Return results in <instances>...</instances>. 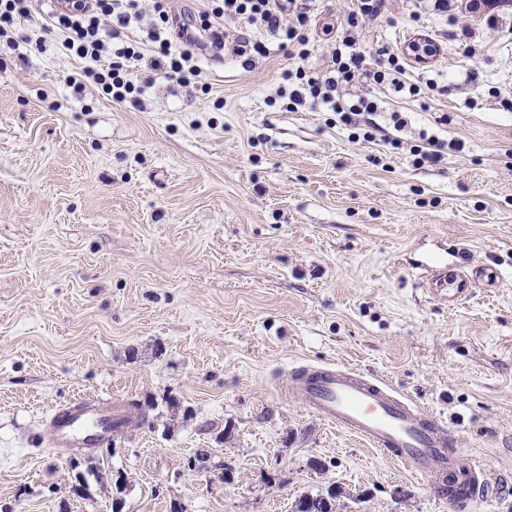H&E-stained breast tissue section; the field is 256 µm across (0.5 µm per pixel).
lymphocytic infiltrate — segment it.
<instances>
[{"label": "lymphocytic infiltrate", "instance_id": "obj_1", "mask_svg": "<svg viewBox=\"0 0 512 512\" xmlns=\"http://www.w3.org/2000/svg\"><path fill=\"white\" fill-rule=\"evenodd\" d=\"M385 0H348L346 24L337 36L336 47L325 70L306 75L304 70L283 71L288 101L296 106L307 99L319 100L336 112L340 122L363 127L365 141L382 140L398 149L405 121L391 113V127L375 119L377 101L359 94L358 87L368 80L388 85L400 94L418 95L420 87L407 82L402 57L383 49L375 61H368L356 46L355 30L360 19L379 16ZM307 0H204L203 7L189 23H174L169 0H152L151 13H144L141 0H63L60 7L43 11L33 0H0V39L12 49L30 47L47 50L54 40L62 52L83 59L85 65L68 86L81 96L86 86L94 85L113 101H138L142 87L133 76L140 61H148L151 71L169 79L189 82L200 77L196 48L212 56L224 54V21L234 18L245 25L265 30L277 40L288 56L306 59L310 54L311 32ZM33 28V35H20L21 27ZM135 27L142 40L123 38L124 29ZM150 43L151 57H144L142 43Z\"/></svg>", "mask_w": 512, "mask_h": 512}]
</instances>
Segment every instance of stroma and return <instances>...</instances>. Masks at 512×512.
Instances as JSON below:
<instances>
[{
	"label": "stroma",
	"mask_w": 512,
	"mask_h": 512,
	"mask_svg": "<svg viewBox=\"0 0 512 512\" xmlns=\"http://www.w3.org/2000/svg\"><path fill=\"white\" fill-rule=\"evenodd\" d=\"M346 7L316 0L305 61L204 55L208 92L160 77L138 105L73 98L84 62L56 48H0V512H112L119 472L122 512H292L331 488L336 512H512V39L490 23L512 6L388 0L365 20L367 57L426 34L439 51L407 76L451 84L365 83L408 120L398 150L276 101L284 69L325 67ZM422 129L462 151L416 166ZM302 364L353 366L440 416L487 493L440 498L282 395ZM88 398L150 407L95 474L38 441Z\"/></svg>",
	"instance_id": "stroma-1"
}]
</instances>
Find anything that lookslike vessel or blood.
Masks as SVG:
<instances>
[{
	"label": "vessel or blood",
	"instance_id": "b4317fda",
	"mask_svg": "<svg viewBox=\"0 0 512 512\" xmlns=\"http://www.w3.org/2000/svg\"><path fill=\"white\" fill-rule=\"evenodd\" d=\"M289 390L332 425L373 449L409 462L414 474L440 490L457 488L458 500H466L488 485L483 467L463 449H450L446 427L399 396L385 381L346 366H314L296 371ZM121 414L115 402L76 403L52 413L43 439L53 448H97L110 439L100 429V419Z\"/></svg>",
	"mask_w": 512,
	"mask_h": 512
}]
</instances>
